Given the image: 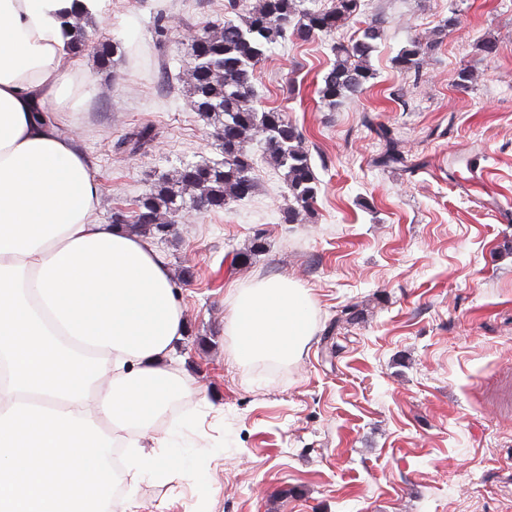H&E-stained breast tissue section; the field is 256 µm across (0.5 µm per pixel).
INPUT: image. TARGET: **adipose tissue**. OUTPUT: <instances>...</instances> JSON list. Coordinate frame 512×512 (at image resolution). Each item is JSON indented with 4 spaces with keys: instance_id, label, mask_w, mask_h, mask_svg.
Returning a JSON list of instances; mask_svg holds the SVG:
<instances>
[{
    "instance_id": "1",
    "label": "adipose tissue",
    "mask_w": 512,
    "mask_h": 512,
    "mask_svg": "<svg viewBox=\"0 0 512 512\" xmlns=\"http://www.w3.org/2000/svg\"><path fill=\"white\" fill-rule=\"evenodd\" d=\"M73 0H0V512H137L140 480L179 477L172 442L139 432L187 391L185 331L165 258L95 214L101 190L75 136L43 120L79 103L61 18ZM239 364L290 363L314 334L297 281L233 289ZM126 438L125 471L109 462Z\"/></svg>"
}]
</instances>
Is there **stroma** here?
<instances>
[{
	"label": "stroma",
	"instance_id": "obj_1",
	"mask_svg": "<svg viewBox=\"0 0 512 512\" xmlns=\"http://www.w3.org/2000/svg\"><path fill=\"white\" fill-rule=\"evenodd\" d=\"M225 2L99 0L91 24L121 52L106 70L94 51L75 58L84 102L65 115L101 188L98 220L181 162L220 159L185 77ZM377 14L373 85L336 109L317 83L358 22L276 45L255 69L258 103L304 133L314 215L281 223L291 197L255 142L251 197L182 213L155 241L183 310L175 372L190 391L153 425L175 433L183 473L141 480L139 512H512V0H361L360 20ZM451 15L419 74L395 67ZM484 39L495 55L477 49ZM147 124L146 150L115 153ZM380 126L405 164L380 165ZM473 162L485 182H469ZM257 238L263 251L233 264ZM276 276L309 289L315 332L293 364H239L229 291ZM345 309L354 320L340 322Z\"/></svg>",
	"mask_w": 512,
	"mask_h": 512
}]
</instances>
